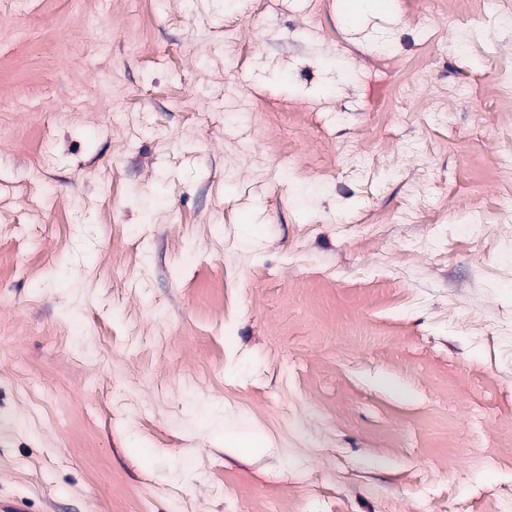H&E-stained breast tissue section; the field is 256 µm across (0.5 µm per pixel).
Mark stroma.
Here are the masks:
<instances>
[{
    "instance_id": "obj_1",
    "label": "stroma",
    "mask_w": 512,
    "mask_h": 512,
    "mask_svg": "<svg viewBox=\"0 0 512 512\" xmlns=\"http://www.w3.org/2000/svg\"><path fill=\"white\" fill-rule=\"evenodd\" d=\"M346 2L0 0V500L512 512V25ZM387 7L388 3L385 0H352L348 2L345 15L349 23L355 24L363 14L370 11H385Z\"/></svg>"
}]
</instances>
